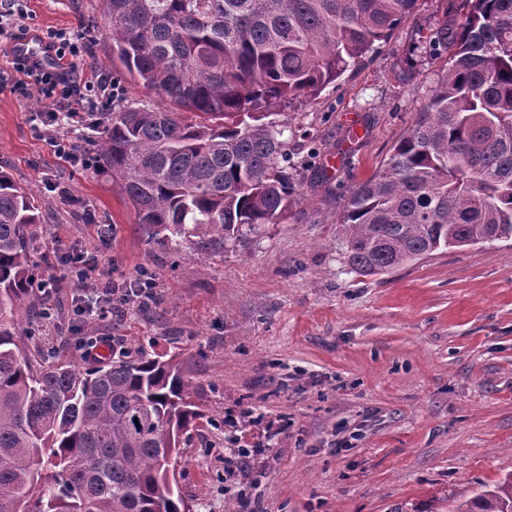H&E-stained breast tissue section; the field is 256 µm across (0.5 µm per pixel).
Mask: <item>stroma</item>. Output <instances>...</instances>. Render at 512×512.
I'll list each match as a JSON object with an SVG mask.
<instances>
[{
  "label": "stroma",
  "instance_id": "obj_1",
  "mask_svg": "<svg viewBox=\"0 0 512 512\" xmlns=\"http://www.w3.org/2000/svg\"><path fill=\"white\" fill-rule=\"evenodd\" d=\"M37 28L83 34L85 67L112 68L99 0H31ZM466 0L415 12L338 86L285 113L295 136L292 216L206 251L175 255L138 224L118 181L54 156L24 99L0 90V171L36 194L32 233L54 244L56 317L45 339L81 361L80 337L174 357L208 416L182 437L178 488L192 512H452L512 473V238L440 249L361 276L337 222L448 66L433 31ZM320 148L326 179L305 164ZM69 188L64 200L55 185ZM94 253L105 277L156 280L157 305L77 317L61 254ZM361 426L337 449L339 424ZM251 452L231 472V442Z\"/></svg>",
  "mask_w": 512,
  "mask_h": 512
}]
</instances>
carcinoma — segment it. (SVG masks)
Listing matches in <instances>:
<instances>
[{
    "mask_svg": "<svg viewBox=\"0 0 512 512\" xmlns=\"http://www.w3.org/2000/svg\"><path fill=\"white\" fill-rule=\"evenodd\" d=\"M112 70L164 102L86 114L81 150L138 223L224 243L288 219L292 149L273 110L314 98L417 0H100ZM429 53L433 96L338 219L351 269L384 274L440 248L512 237V0H466ZM31 191L0 172V512H189L168 467L199 419L173 359L112 348L98 364L32 357L18 307L49 285ZM455 512H512V475Z\"/></svg>",
    "mask_w": 512,
    "mask_h": 512,
    "instance_id": "obj_1",
    "label": "carcinoma"
}]
</instances>
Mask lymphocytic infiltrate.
<instances>
[{"label": "lymphocytic infiltrate", "mask_w": 512, "mask_h": 512, "mask_svg": "<svg viewBox=\"0 0 512 512\" xmlns=\"http://www.w3.org/2000/svg\"><path fill=\"white\" fill-rule=\"evenodd\" d=\"M53 59L49 66L28 64L11 54L0 57V89L7 87L28 103V109L43 124V136L61 162L79 161L72 134L78 130L89 112H106L120 94L111 76L92 72L81 76L77 68L86 45L81 39L63 30H45L38 36ZM100 265L96 255L80 257L70 274L82 288L81 313L107 314L112 306L111 287H98L92 280Z\"/></svg>", "instance_id": "lymphocytic-infiltrate-1"}]
</instances>
